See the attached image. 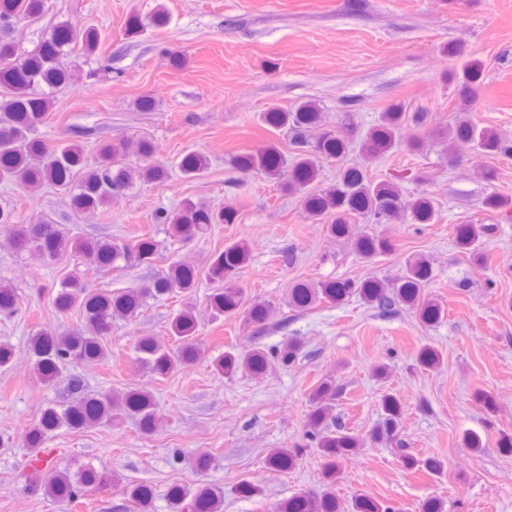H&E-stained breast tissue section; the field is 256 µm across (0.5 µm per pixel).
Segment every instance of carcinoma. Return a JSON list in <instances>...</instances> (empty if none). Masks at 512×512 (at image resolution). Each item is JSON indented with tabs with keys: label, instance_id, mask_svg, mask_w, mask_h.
I'll return each mask as SVG.
<instances>
[{
	"label": "carcinoma",
	"instance_id": "carcinoma-1",
	"mask_svg": "<svg viewBox=\"0 0 512 512\" xmlns=\"http://www.w3.org/2000/svg\"><path fill=\"white\" fill-rule=\"evenodd\" d=\"M44 8L45 0H0V181L15 182L31 191L53 187L67 196L76 214L90 217L106 209L137 182H165L169 170L154 159L153 146L146 140L138 143V162L132 164L127 161L128 147L124 144L104 143L90 157L77 141L65 138L51 141L37 135L38 127L53 105V90L74 84V70L65 59L77 44L83 55L90 58L100 43L96 29L75 32L68 23L61 22L34 50L19 52L9 33L19 20L41 16ZM170 22L167 7L159 3L145 18L131 16L126 35L136 37L149 28H163ZM482 75L483 63L474 54H468L461 70L454 75L459 112L453 123L436 130V136L448 146L459 140L471 141L490 158L512 154V147L494 130L480 127L468 117ZM430 119L427 112L410 113L399 103L391 105L381 113L379 124L369 129L359 142L363 163L344 168L335 184L323 188L319 185L320 160L343 158L353 142V130L325 127L322 112L314 101L304 102L290 111L270 107L263 113V123L269 131L287 136V147L293 157L269 143L233 154L227 163L242 179L262 175L283 190L300 195L303 210L311 220L326 225L331 237L351 240L360 258L374 261L392 253L395 244L379 234L354 233L353 217L362 216L371 224L437 221L438 210L431 197L419 194L408 199L395 183L371 179L366 168V164L398 145L406 124L423 129ZM209 165L206 155L187 151L177 167L184 177L195 179ZM237 219L238 211L231 204L213 208L191 199L183 201L176 210L160 211L153 217L155 223L166 225L169 237L181 243L205 236L214 224H235ZM0 224L9 226L16 250L45 263L59 259L68 251L75 252L82 257L85 271L95 277L134 263L150 265L158 251L157 241L149 235L119 242L73 238L61 224L48 220L23 222L13 209L1 205ZM485 235L483 224H463L456 233L459 252L469 256L478 267L485 258ZM250 259L249 243L239 239L215 253L202 268L172 261L149 282L120 293L96 292L83 275H69L60 280L54 297L55 308L65 316L73 311L79 313L81 327L63 331L39 328L30 334L27 355L33 362L34 373L46 385L66 379L67 393L60 403L43 409L26 429V446L33 451L42 448L49 435L61 427L79 432L110 427L125 419L136 422L145 435L154 433L158 407L150 392L129 390L116 404L108 392L85 391L81 379L72 374L79 364L107 360L105 340L112 330V321L137 317L150 298L176 297L185 299V303L169 321L171 342L152 335L135 338L133 367L136 369H146L164 378L205 357L192 301L205 282L212 285L207 297L212 319L242 314L253 335L251 346L226 351L211 361L216 373L228 377L240 371L261 375L272 360L284 367L294 363L302 350L301 341L292 336L278 345L265 344V337L273 331L268 322L270 303L247 298L236 284L238 274ZM432 279L429 261L416 255L406 260L392 283L379 278L360 282H298L288 289V307L305 312L323 303L339 305L356 297L385 316L408 307L418 313L424 325L433 326L443 320L445 309L426 295ZM17 300L13 288L0 284L1 313L14 311ZM416 363L421 368L434 369L441 364V354L432 346H424L416 355ZM337 394L335 381L325 379L308 398L307 438L323 460L320 484L283 500L275 512H394L393 508L365 495L345 501L336 493V484L344 456L357 448L397 439L402 421L401 403L392 393L383 395L378 422L368 435L359 436L334 420L332 412ZM299 452L298 448H274L266 457V466L274 472L290 469L296 464ZM403 459L407 468L431 474L444 468L443 461L437 458L418 459L405 454ZM113 485L112 472L90 462L73 474L59 471L45 475L36 490L46 496L74 501L94 488L110 489ZM123 495L134 512H153L151 486L129 483L124 486ZM167 503L168 512H223L224 487L205 481L174 485L167 493Z\"/></svg>",
	"mask_w": 512,
	"mask_h": 512
}]
</instances>
